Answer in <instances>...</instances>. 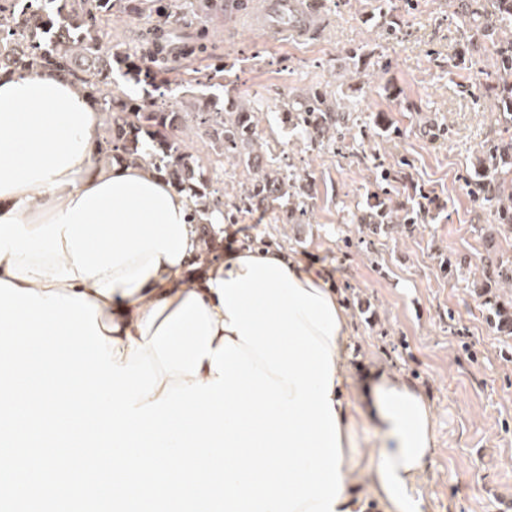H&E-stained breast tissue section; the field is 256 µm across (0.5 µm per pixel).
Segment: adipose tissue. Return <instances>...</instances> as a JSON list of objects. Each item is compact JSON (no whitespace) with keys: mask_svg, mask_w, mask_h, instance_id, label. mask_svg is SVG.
Returning <instances> with one entry per match:
<instances>
[{"mask_svg":"<svg viewBox=\"0 0 512 512\" xmlns=\"http://www.w3.org/2000/svg\"><path fill=\"white\" fill-rule=\"evenodd\" d=\"M101 120L72 81L46 71L0 74V280L82 294L115 349L149 342L188 294L226 320L217 279L242 275L240 251L208 260L187 217L192 202L146 164L96 163ZM296 284L335 296L318 268L274 249ZM331 400L339 423L342 492L334 512H428L435 411L409 377L385 366L348 373L350 318L337 306ZM372 446L361 449L359 427Z\"/></svg>","mask_w":512,"mask_h":512,"instance_id":"ef3b65f1","label":"adipose tissue"}]
</instances>
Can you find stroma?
Masks as SVG:
<instances>
[{"instance_id": "35a3bbf8", "label": "stroma", "mask_w": 512, "mask_h": 512, "mask_svg": "<svg viewBox=\"0 0 512 512\" xmlns=\"http://www.w3.org/2000/svg\"><path fill=\"white\" fill-rule=\"evenodd\" d=\"M321 2L326 23L312 38L278 35L245 9L190 27L223 57L224 85L176 94L172 109L244 102L307 187L304 223H283V201L225 225L207 253L218 261L227 248L265 244L318 267L350 311L351 377L385 364L410 375L435 410L430 512H512V336L492 323L498 286L476 289L484 258L512 257V233L492 234L497 204L479 191L482 152L512 139L494 63L476 51L493 37L462 25L464 0ZM314 87L351 114L332 149L280 121ZM379 166L395 173L389 204L427 197L422 223L377 235L351 223L368 211Z\"/></svg>"}]
</instances>
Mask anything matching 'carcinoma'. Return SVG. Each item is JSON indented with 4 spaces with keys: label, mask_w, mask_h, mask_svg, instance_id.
Here are the masks:
<instances>
[{
    "label": "carcinoma",
    "mask_w": 512,
    "mask_h": 512,
    "mask_svg": "<svg viewBox=\"0 0 512 512\" xmlns=\"http://www.w3.org/2000/svg\"><path fill=\"white\" fill-rule=\"evenodd\" d=\"M124 0H0V73H20L46 69L72 78L77 89L88 94L99 112L113 109L112 72L122 74L140 88L142 95L128 98L122 110L102 129L98 154L110 161H141L193 200L192 223H202V216L212 210L224 213V221L233 224L242 215L264 211L274 202L289 197L293 207L290 219L300 221L307 214L303 179L293 170L285 171L268 164L259 169L254 145L261 140L255 113L241 103L222 112H167L161 103L166 93L187 86L215 87L224 79V59L206 56L204 68L184 63L170 66L160 51H153L156 38L139 46L138 54L127 48L104 45L105 28L118 18L113 7ZM138 16L157 18L165 25H185L180 0H138ZM34 15L36 26L26 33L16 30L19 11ZM474 16L483 31H505L493 45L492 55L498 77L502 78L500 95L512 109V0H481ZM283 122L298 131L311 144L333 146L346 127L349 113L329 104L326 94L314 91L281 112ZM196 125L195 135L220 150L221 155L254 171L238 196V201L224 205L210 199L211 190L204 179L200 156L184 145L189 122ZM512 152V140L487 150L480 160L484 189L497 202L498 226L512 230V183L500 177L499 155ZM375 214L356 217V223L375 230L367 219L377 224H414L417 217L403 210L393 215L385 199L372 194ZM487 280L512 288V260L491 259L483 266ZM498 317L496 329L512 334V301L493 303Z\"/></svg>",
    "instance_id": "carcinoma-1"
}]
</instances>
